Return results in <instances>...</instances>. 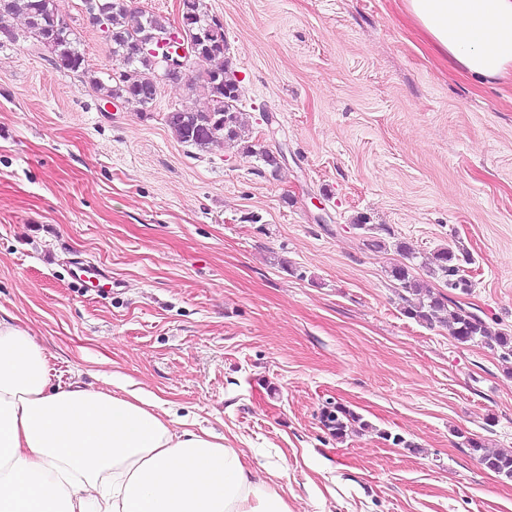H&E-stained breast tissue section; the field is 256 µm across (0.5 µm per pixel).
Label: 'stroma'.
Wrapping results in <instances>:
<instances>
[{
	"label": "stroma",
	"instance_id": "1",
	"mask_svg": "<svg viewBox=\"0 0 512 512\" xmlns=\"http://www.w3.org/2000/svg\"><path fill=\"white\" fill-rule=\"evenodd\" d=\"M224 26L258 157L181 144L161 83L148 115L107 112L5 19L0 42V319L44 348L51 387L115 376L228 436L292 512H512L468 445L512 450L499 351L410 318L390 276L445 246L474 256L465 303L512 333V81L436 59L400 0H203ZM91 70L112 54L83 0H55ZM390 228L369 245L358 217ZM410 245L404 260L397 242ZM118 284L83 290L74 263ZM340 402L369 430L337 440ZM401 444H393V437Z\"/></svg>",
	"mask_w": 512,
	"mask_h": 512
}]
</instances>
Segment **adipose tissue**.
I'll use <instances>...</instances> for the list:
<instances>
[{"instance_id": "ef3b65f1", "label": "adipose tissue", "mask_w": 512, "mask_h": 512, "mask_svg": "<svg viewBox=\"0 0 512 512\" xmlns=\"http://www.w3.org/2000/svg\"><path fill=\"white\" fill-rule=\"evenodd\" d=\"M428 46L481 84L512 79V0H401ZM158 398L52 388L44 349L0 321V512H291L223 435Z\"/></svg>"}]
</instances>
